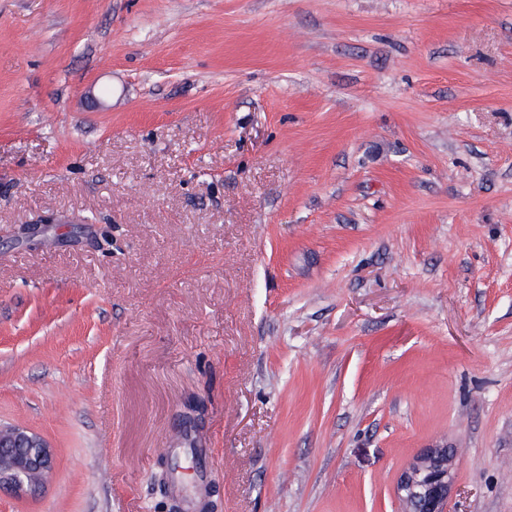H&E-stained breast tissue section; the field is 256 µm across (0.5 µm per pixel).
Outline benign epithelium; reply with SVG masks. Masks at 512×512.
<instances>
[{
    "mask_svg": "<svg viewBox=\"0 0 512 512\" xmlns=\"http://www.w3.org/2000/svg\"><path fill=\"white\" fill-rule=\"evenodd\" d=\"M448 463V449L427 448L405 467L397 485L405 512H448ZM53 469L52 447L41 435L23 426L0 424V491L35 496Z\"/></svg>",
    "mask_w": 512,
    "mask_h": 512,
    "instance_id": "obj_1",
    "label": "benign epithelium"
}]
</instances>
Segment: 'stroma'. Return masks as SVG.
<instances>
[{"instance_id":"1","label":"stroma","mask_w":512,"mask_h":512,"mask_svg":"<svg viewBox=\"0 0 512 512\" xmlns=\"http://www.w3.org/2000/svg\"><path fill=\"white\" fill-rule=\"evenodd\" d=\"M0 512H512V0H0ZM53 469L52 447L41 435L23 426L0 424V491L35 496ZM448 448H426L403 470L397 494L405 512H447L451 470Z\"/></svg>"}]
</instances>
